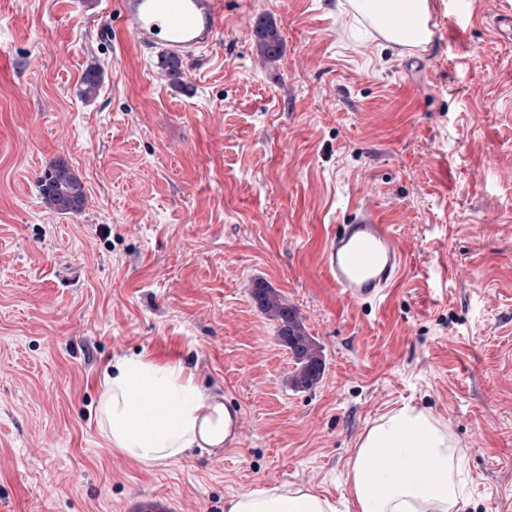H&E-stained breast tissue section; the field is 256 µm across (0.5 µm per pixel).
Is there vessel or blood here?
I'll return each instance as SVG.
<instances>
[{
  "instance_id": "vessel-or-blood-1",
  "label": "vessel or blood",
  "mask_w": 512,
  "mask_h": 512,
  "mask_svg": "<svg viewBox=\"0 0 512 512\" xmlns=\"http://www.w3.org/2000/svg\"><path fill=\"white\" fill-rule=\"evenodd\" d=\"M125 33L142 50L190 58L210 49L224 24V0H118ZM320 267L343 298L378 303L403 273L405 257L391 225L368 206L331 232Z\"/></svg>"
}]
</instances>
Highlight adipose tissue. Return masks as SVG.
Wrapping results in <instances>:
<instances>
[{
	"instance_id": "adipose-tissue-1",
	"label": "adipose tissue",
	"mask_w": 512,
	"mask_h": 512,
	"mask_svg": "<svg viewBox=\"0 0 512 512\" xmlns=\"http://www.w3.org/2000/svg\"><path fill=\"white\" fill-rule=\"evenodd\" d=\"M391 45L421 48L430 41L428 0H351ZM99 414L113 448L149 466L183 457L192 449L223 448L224 402L198 386L182 363L163 364L142 356L115 359L103 372ZM399 450V467L376 472V449ZM462 450L445 426L417 408L404 406L382 416L356 449L348 469L356 512H453L464 497L457 478ZM228 512H335L312 491L275 488L243 493Z\"/></svg>"
}]
</instances>
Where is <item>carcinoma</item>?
<instances>
[{"instance_id": "carcinoma-1", "label": "carcinoma", "mask_w": 512, "mask_h": 512, "mask_svg": "<svg viewBox=\"0 0 512 512\" xmlns=\"http://www.w3.org/2000/svg\"><path fill=\"white\" fill-rule=\"evenodd\" d=\"M259 38V46L268 58L274 60L281 54L282 41L276 29L259 30ZM161 67L173 82H181L183 71L179 59L166 57L162 59ZM101 82L100 66L90 63L82 76V95L88 99L95 97ZM38 189L46 204L61 214H79L85 208L84 183L64 161L55 162L44 172L38 179ZM251 296L270 319L278 321V340L288 349L294 364L288 385L297 391L315 387L324 371L323 351L316 339L307 334L296 308L264 281L252 285Z\"/></svg>"}]
</instances>
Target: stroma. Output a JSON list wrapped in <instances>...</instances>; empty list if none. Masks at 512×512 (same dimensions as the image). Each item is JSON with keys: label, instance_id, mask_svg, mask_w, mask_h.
I'll return each instance as SVG.
<instances>
[{"label": "stroma", "instance_id": "stroma-1", "mask_svg": "<svg viewBox=\"0 0 512 512\" xmlns=\"http://www.w3.org/2000/svg\"><path fill=\"white\" fill-rule=\"evenodd\" d=\"M117 2L0 0V512H227L288 487L354 512L348 462L406 404L464 451L458 512H512V42L493 14L429 0L431 40L408 49L348 0H224L180 87ZM59 160L82 213L38 193ZM365 203L406 272L362 308L319 257ZM257 279L323 347L315 388L287 386ZM124 355L183 362L240 406L237 447L151 466L112 448L97 408Z\"/></svg>", "mask_w": 512, "mask_h": 512}]
</instances>
